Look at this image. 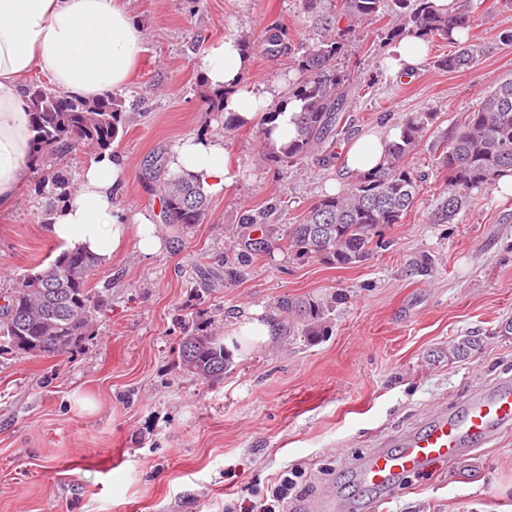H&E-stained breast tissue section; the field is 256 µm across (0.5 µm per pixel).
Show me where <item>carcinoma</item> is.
Returning <instances> with one entry per match:
<instances>
[{
    "instance_id": "carcinoma-1",
    "label": "carcinoma",
    "mask_w": 512,
    "mask_h": 512,
    "mask_svg": "<svg viewBox=\"0 0 512 512\" xmlns=\"http://www.w3.org/2000/svg\"><path fill=\"white\" fill-rule=\"evenodd\" d=\"M304 6L313 17L315 38L297 48L299 78L288 87V97L302 102L296 135L278 147L269 141L271 116L263 114L255 123L259 159L278 167L310 159L326 167L335 162V139L344 130L352 80L351 72L338 66L337 59L357 29L387 17L385 39L392 43L407 36L427 42L436 37L450 40L453 31L468 28L465 3L452 15L439 12L432 0H304ZM482 54V48L468 37L458 42L455 54L432 64L462 73ZM25 94L33 148L29 166L43 175L42 186L50 187L61 199L71 192V179L59 162L80 143L100 154L111 150L125 132L130 115L123 100L110 94L86 102L37 82L29 83ZM436 119L432 111L409 113L398 140L385 150L380 167L358 175L345 190L322 196L299 223L273 226L271 231L280 236L290 257L347 268L365 261L373 248L381 246L383 229L401 223L418 202L425 175L415 171L409 157ZM438 166L444 172L445 198L432 215L436 224L454 223L474 192L489 189L500 177L512 174L511 78L487 92L450 130ZM159 192L166 223L203 222L208 197L192 177L169 173L159 180ZM263 252L265 242H249L226 264L243 266ZM98 266L99 259L91 254L64 250L37 272L24 276L0 305V353L44 357L78 348L105 304L90 286ZM281 306L301 319L304 335L325 334L328 304L306 298L284 299ZM45 336H62L67 342L58 347L44 342ZM481 342L479 336H463L450 344L448 354L465 358L480 349ZM181 365L193 378L217 381L233 361L224 348V337L197 333L183 337Z\"/></svg>"
}]
</instances>
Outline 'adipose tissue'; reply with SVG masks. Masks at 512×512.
<instances>
[{
  "label": "adipose tissue",
  "mask_w": 512,
  "mask_h": 512,
  "mask_svg": "<svg viewBox=\"0 0 512 512\" xmlns=\"http://www.w3.org/2000/svg\"><path fill=\"white\" fill-rule=\"evenodd\" d=\"M143 27L128 7V0H0V208H10L29 176L31 135L28 75L45 72L51 84L68 94L93 101L124 88L142 60ZM250 56L239 37L204 51L198 67L208 87L223 94L224 109L246 122L273 113L274 142L282 144L295 134L300 101L282 89L247 83L244 75ZM398 129L373 131L355 137L349 147L346 176L377 168L385 145ZM170 173H189L209 192L220 194L236 174L225 156L224 141L202 134L182 138L171 149ZM127 175L124 156L106 152L83 169L77 189L58 206L44 227L45 235L68 248L89 251L102 261L136 239L144 255L161 250L151 216L118 208Z\"/></svg>",
  "instance_id": "1"
}]
</instances>
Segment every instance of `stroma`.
<instances>
[{"label": "stroma", "mask_w": 512, "mask_h": 512, "mask_svg": "<svg viewBox=\"0 0 512 512\" xmlns=\"http://www.w3.org/2000/svg\"><path fill=\"white\" fill-rule=\"evenodd\" d=\"M145 32L142 63L121 92L132 119L114 143L128 176L120 207L150 213L164 248L145 256L135 243L99 265L93 285L107 299L82 345L52 357L0 355V512H262L260 499L282 473L297 486L279 506L332 491L343 512H367L353 471L370 451L389 448L441 407L512 378V194L473 193L456 223L434 224L443 173L435 167L453 125L512 75V9L473 0L469 33L484 54L463 74L422 63L393 78L382 23L359 29L342 58L354 72L349 126L337 160L276 168L258 158L253 127L225 134L200 85L198 57L229 36L249 38L247 82L297 78L293 51L307 42L303 0H131ZM288 50L268 54V29ZM438 119L410 162L425 173L417 205L383 231L384 247L347 268L289 259L269 248L231 278L224 255L245 212L294 224L330 183L342 180L353 136L399 127L408 113ZM223 138L238 171L210 197L203 223L166 224L152 176L181 138ZM56 198L30 174L18 201L0 211V301L61 244L43 228ZM428 256L429 275H410ZM334 300L324 336L298 332L277 302ZM263 311L272 342L232 346V369L209 382L186 375L179 347L198 331L231 337L236 322ZM482 346L449 362L454 339ZM381 512H512V431L475 455L408 476Z\"/></svg>", "instance_id": "stroma-1"}]
</instances>
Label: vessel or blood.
<instances>
[{
    "mask_svg": "<svg viewBox=\"0 0 512 512\" xmlns=\"http://www.w3.org/2000/svg\"><path fill=\"white\" fill-rule=\"evenodd\" d=\"M512 428V382L500 381L474 394L461 408L439 410L397 448H377L359 464L356 480L369 491L368 512H379L402 478L417 475L442 460L484 447Z\"/></svg>",
    "mask_w": 512,
    "mask_h": 512,
    "instance_id": "1",
    "label": "vessel or blood"
}]
</instances>
